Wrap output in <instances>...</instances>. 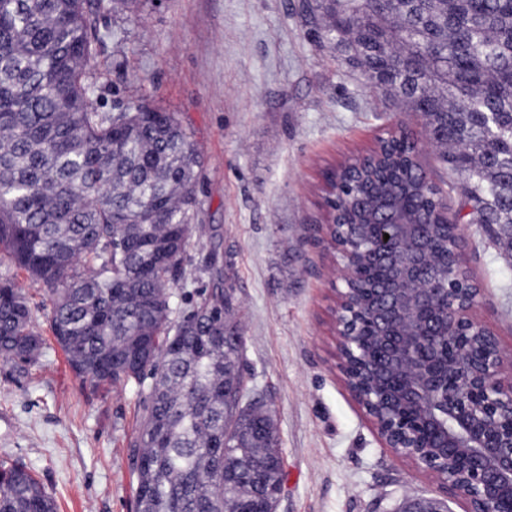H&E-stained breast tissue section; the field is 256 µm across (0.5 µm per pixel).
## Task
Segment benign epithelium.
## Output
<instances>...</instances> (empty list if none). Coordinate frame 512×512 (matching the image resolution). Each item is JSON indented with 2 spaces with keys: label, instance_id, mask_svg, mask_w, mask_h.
Segmentation results:
<instances>
[{
  "label": "benign epithelium",
  "instance_id": "obj_1",
  "mask_svg": "<svg viewBox=\"0 0 512 512\" xmlns=\"http://www.w3.org/2000/svg\"><path fill=\"white\" fill-rule=\"evenodd\" d=\"M369 156L346 165L357 197L327 208L315 239L342 259L334 337L343 385L382 447L419 464L463 512H512V351L478 316L482 290L460 225L445 224V276L457 287L441 288L423 263L432 225L405 207L414 185L382 184ZM364 264L384 275L360 294ZM400 512L452 510L419 500Z\"/></svg>",
  "mask_w": 512,
  "mask_h": 512
}]
</instances>
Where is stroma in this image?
<instances>
[{"instance_id":"35a3bbf8","label":"stroma","mask_w":512,"mask_h":512,"mask_svg":"<svg viewBox=\"0 0 512 512\" xmlns=\"http://www.w3.org/2000/svg\"><path fill=\"white\" fill-rule=\"evenodd\" d=\"M298 0H141L99 21L93 101L142 100L179 115L202 158L201 244L187 252L172 305L209 287L211 243L224 254L244 337L246 385L275 412L285 462L277 512H398L444 492L383 448L344 388L332 323L333 249L310 242L324 223L323 174L418 117L371 91L319 44ZM480 318L512 349V242L463 227ZM136 388L82 389L55 342L20 376L0 363V461L23 460L59 512H132L128 444L142 413Z\"/></svg>"}]
</instances>
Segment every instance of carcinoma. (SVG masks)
<instances>
[{"label": "carcinoma", "instance_id": "1", "mask_svg": "<svg viewBox=\"0 0 512 512\" xmlns=\"http://www.w3.org/2000/svg\"><path fill=\"white\" fill-rule=\"evenodd\" d=\"M111 0H0V360L26 374L46 340L21 273L50 296L48 329L81 384L133 386L134 512H268L282 489L275 425L245 404L243 336L218 281L174 314L201 159L173 112L92 101ZM317 37L422 121L458 176L470 224L512 230V0H302ZM422 169L401 146L381 177ZM432 180L407 197L425 209ZM430 251L444 262V228ZM0 512H57L34 470L0 462Z\"/></svg>", "mask_w": 512, "mask_h": 512}]
</instances>
